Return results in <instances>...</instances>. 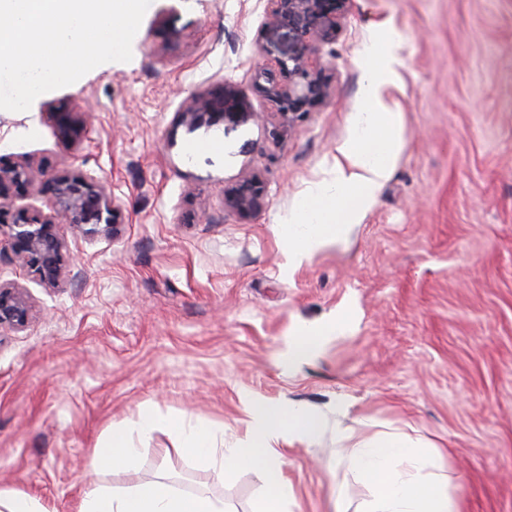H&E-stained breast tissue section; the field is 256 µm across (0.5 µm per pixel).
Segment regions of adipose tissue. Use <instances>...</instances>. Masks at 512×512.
I'll list each match as a JSON object with an SVG mask.
<instances>
[{
  "instance_id": "1",
  "label": "adipose tissue",
  "mask_w": 512,
  "mask_h": 512,
  "mask_svg": "<svg viewBox=\"0 0 512 512\" xmlns=\"http://www.w3.org/2000/svg\"><path fill=\"white\" fill-rule=\"evenodd\" d=\"M396 38L393 29L381 28L378 37L358 53L364 73V108L351 119L352 132L338 150L333 181L309 189L299 209L281 227L289 268L309 262L328 245L346 242L374 204L378 188L394 172L400 127L397 113L387 102V91L395 82ZM350 323L349 314L343 311L329 323L301 331L280 355L282 370L292 371L325 337L343 333ZM245 406L247 439L230 446L224 443L223 425L190 424L182 416L141 410L136 418L113 423L106 441L94 451L93 465L100 471L130 467L139 454L137 439L164 427L180 436V453L201 465L219 468L229 476L257 473L267 491L253 502L251 512H288L282 493L283 444L311 441L328 431L335 432L337 443L344 444L346 432L316 408L258 399L246 401ZM345 453L355 480L372 491L364 512H450L447 479L423 475L427 451L411 440L387 433L364 446L346 447ZM76 512H224V500L185 493L165 478L120 490L90 483Z\"/></svg>"
}]
</instances>
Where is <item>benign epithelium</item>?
I'll return each instance as SVG.
<instances>
[{
  "instance_id": "obj_1",
  "label": "benign epithelium",
  "mask_w": 512,
  "mask_h": 512,
  "mask_svg": "<svg viewBox=\"0 0 512 512\" xmlns=\"http://www.w3.org/2000/svg\"><path fill=\"white\" fill-rule=\"evenodd\" d=\"M351 0H267L266 21L286 29L288 55L274 69L264 68L254 77L257 90L276 106L277 141L299 116L316 111L331 95V85L316 65L322 47L333 43L349 12ZM257 116L238 87L225 82L185 101L176 121L193 131L220 122L238 125ZM43 122L59 131L69 146L79 145L87 132L83 113L59 112L48 103ZM40 185L47 193V210L14 206L21 192ZM266 206L263 179L243 176L224 189V208L243 216L260 213ZM123 224L121 200L87 172L48 177L44 167L30 159L0 162V242L11 248L10 259L40 282L57 287L65 276L67 236L93 240L116 237ZM31 306L24 289L0 284V333L20 331L28 324Z\"/></svg>"
}]
</instances>
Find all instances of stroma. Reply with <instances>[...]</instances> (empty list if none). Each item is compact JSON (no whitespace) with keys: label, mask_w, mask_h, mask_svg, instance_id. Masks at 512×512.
I'll return each mask as SVG.
<instances>
[{"label":"stroma","mask_w":512,"mask_h":512,"mask_svg":"<svg viewBox=\"0 0 512 512\" xmlns=\"http://www.w3.org/2000/svg\"><path fill=\"white\" fill-rule=\"evenodd\" d=\"M264 0H152L132 59L109 62L0 111V158L48 173L82 169L124 202L113 240L70 241L57 288L0 258L25 289L27 327L0 334V489L73 512L87 481L121 489L169 477L190 494L250 512L262 486L171 454L165 429L129 469L95 471L113 422L150 408L223 424L245 438V396L338 417L352 442L397 432L449 478L452 512H512V0H352L321 64L334 88L280 140L270 122L187 131L194 92L235 83L256 110L254 68L288 45ZM402 35L389 103L401 147L392 177L348 242L288 270L280 226L308 187L331 178L363 107L358 50L379 25ZM89 114L67 149L45 103ZM261 174L267 205L243 217L224 190ZM350 311L294 371L278 353L301 329ZM288 512H362L371 494L332 466V435L284 446Z\"/></svg>","instance_id":"stroma-1"}]
</instances>
